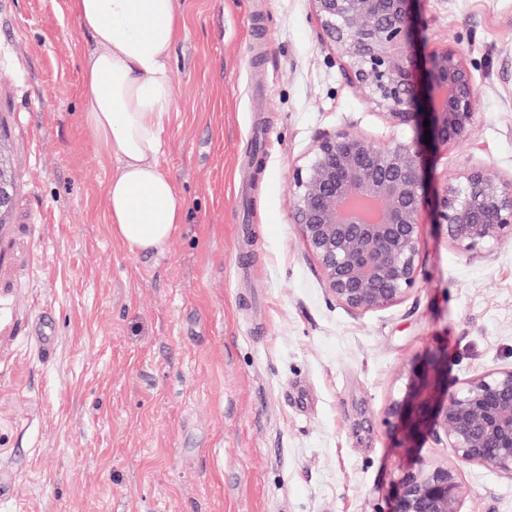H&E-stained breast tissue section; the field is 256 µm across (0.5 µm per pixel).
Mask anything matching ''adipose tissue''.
Instances as JSON below:
<instances>
[{"instance_id": "ef3b65f1", "label": "adipose tissue", "mask_w": 512, "mask_h": 512, "mask_svg": "<svg viewBox=\"0 0 512 512\" xmlns=\"http://www.w3.org/2000/svg\"><path fill=\"white\" fill-rule=\"evenodd\" d=\"M92 36L83 64V120L118 166L106 187L107 222L130 249L161 250L185 208L158 165L174 100L177 0H69Z\"/></svg>"}]
</instances>
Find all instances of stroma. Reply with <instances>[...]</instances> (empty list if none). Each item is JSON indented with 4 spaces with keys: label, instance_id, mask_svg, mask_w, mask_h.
I'll return each mask as SVG.
<instances>
[{
    "label": "stroma",
    "instance_id": "1",
    "mask_svg": "<svg viewBox=\"0 0 512 512\" xmlns=\"http://www.w3.org/2000/svg\"><path fill=\"white\" fill-rule=\"evenodd\" d=\"M174 106L158 155L186 210L162 250L112 236L83 112L89 33L68 0H0V133L15 177L0 239V512H389L410 467L385 408L403 370L446 358L449 390L512 364V241L462 252L423 221L418 278L361 316L330 298L290 185L340 126L393 135L343 76L311 0H177ZM423 51L459 44L470 136L431 159L512 175V0H421ZM271 28L266 44L252 20ZM52 314L54 350L26 334ZM464 512H512V479L459 468Z\"/></svg>",
    "mask_w": 512,
    "mask_h": 512
}]
</instances>
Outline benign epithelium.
<instances>
[{
	"mask_svg": "<svg viewBox=\"0 0 512 512\" xmlns=\"http://www.w3.org/2000/svg\"><path fill=\"white\" fill-rule=\"evenodd\" d=\"M311 2L346 60L347 83L382 110L389 127L416 133L413 141L395 137L378 147L350 127L338 128L318 138L293 175L294 223L327 294L357 316L390 308L414 288L426 211L448 226L460 251L491 252L512 241V176L465 163L446 177L442 193H427L426 156L470 134L477 86L459 47L420 54V0ZM441 377L440 359L413 363L405 395L386 408L401 447L414 448L429 433L453 457L451 465L406 473L392 512H462L458 463L512 478V365L469 376L451 394Z\"/></svg>",
	"mask_w": 512,
	"mask_h": 512,
	"instance_id": "benign-epithelium-1",
	"label": "benign epithelium"
}]
</instances>
